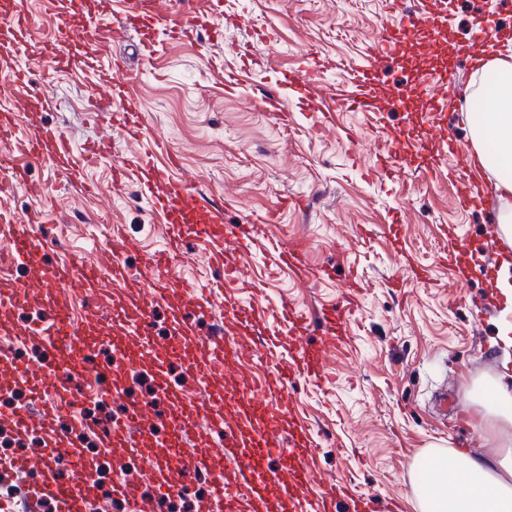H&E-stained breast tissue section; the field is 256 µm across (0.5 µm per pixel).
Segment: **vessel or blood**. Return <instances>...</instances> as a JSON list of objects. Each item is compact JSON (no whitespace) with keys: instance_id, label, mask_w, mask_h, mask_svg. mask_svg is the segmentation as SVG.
Wrapping results in <instances>:
<instances>
[{"instance_id":"vessel-or-blood-1","label":"vessel or blood","mask_w":512,"mask_h":512,"mask_svg":"<svg viewBox=\"0 0 512 512\" xmlns=\"http://www.w3.org/2000/svg\"><path fill=\"white\" fill-rule=\"evenodd\" d=\"M119 20L102 22L94 19L73 28L63 24L54 45L46 48L43 57L48 70L83 65V58L70 55L68 45L74 36L95 44H121L130 32L144 24L163 29L169 40L177 41L196 27L198 21L194 0L186 7L176 8L175 0H121ZM34 18L21 12L0 14V28L11 33L15 42H23L34 26ZM445 24L442 0H430L425 8L403 13H389L380 19L378 36L348 78L349 89L344 99L350 109L373 112L377 109L380 66L383 59L399 56L408 40L421 35H439ZM112 68L118 80L108 82L97 103L100 112L111 114L113 125L125 135L140 141L153 139L157 150H163L162 139L154 138L152 128L142 112L128 79L122 78L124 63L114 59ZM324 63L312 61L308 67L289 73V83L298 85L308 106H316L322 83ZM0 138L14 142L8 159L12 176L0 185V193L12 194L24 189L29 195L40 196L44 188L28 178L32 162L48 161L63 174L70 187L84 195L93 194L95 186L85 177V170L107 151V142H98L81 158H74L69 141L54 127L36 126L22 131L16 114L0 111ZM458 177L455 201L461 209L472 205L469 184L471 160L467 151L455 153ZM180 159L168 155L165 162L146 163L130 160L115 168L114 184H121L128 171L139 174L141 194L149 200L158 223L167 227L163 249L145 255L143 274L152 298L144 300L128 293L130 270L126 258L136 242L123 234L111 235L105 246L97 248L89 257L77 262L47 264L44 260L48 238L35 227L21 228L11 214L0 210V284L16 265L27 267L41 283L47 297L42 316L48 342L38 363L24 368L22 375L32 381L38 391L49 394V402L40 412L22 406L11 415L18 437H25L31 427H39L46 444L43 457L32 460L16 458L9 469L33 471L38 485L31 498V512H40L43 500L51 499L58 512H87L90 499L101 492L90 477L85 458V440L95 435L99 447H152L156 440L144 420L150 407H132L122 422L102 420L87 423L74 416L68 429L54 426L55 417L73 413L76 406L85 403L86 390L95 387L101 399L114 398L112 375L124 370L132 360V353L122 337L124 329H132L141 337L152 356L157 379H164L170 365H178L185 373L200 381L223 376L232 371L236 379L230 390L217 397L197 400L195 395L162 389L163 413L169 428L167 447L179 449L181 478L170 483L165 476L168 461L153 459L149 470L155 478L158 493L167 495L182 492L192 486L198 469H208L212 477L213 494L221 503L223 512H292L294 505L288 498L289 486L310 484L313 473L307 458L317 442L310 428L290 421L281 400L296 380L303 379L316 387H324L329 379L328 358L344 350L351 341L350 322L359 309L363 292L362 280L356 269H349L347 289L334 304L308 314L297 305L282 301L273 307V317L286 329V337L272 333L267 337L266 354L275 360L276 371L271 378L252 379L241 374L239 367L243 354L240 346L227 344L220 336H199L196 319L214 302H222L225 319L237 336L246 339L259 330V322L252 308L241 305L233 282L241 272L233 258L234 252L261 249L269 265L289 270L295 278L309 280L324 276L321 268L312 267L308 254L310 242L291 240L281 242L272 233L267 221L249 218L237 223L227 222L224 209L201 201L196 195L194 180L175 176ZM202 242L206 257V277L200 284L174 281L172 261L181 253L187 238ZM85 295L90 305L80 322L69 315L68 295ZM164 306L170 331L163 341H155L153 323L156 306ZM113 315L114 357L111 362H100L88 340L91 332L99 329L106 315ZM238 410L236 423L224 418L225 406ZM209 418L207 429L194 425L197 413ZM234 462V481H227V462ZM277 464L281 474H288V482L279 477H267L270 464ZM266 475L261 494H253L252 481L256 475ZM114 492L123 496L130 512H155L153 497L137 487L117 484ZM314 512H373L372 501L357 492L347 481L327 483Z\"/></svg>"}]
</instances>
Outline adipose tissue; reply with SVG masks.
Masks as SVG:
<instances>
[{"label":"adipose tissue","mask_w":512,"mask_h":512,"mask_svg":"<svg viewBox=\"0 0 512 512\" xmlns=\"http://www.w3.org/2000/svg\"><path fill=\"white\" fill-rule=\"evenodd\" d=\"M487 68L492 109L470 121L471 147L476 166L496 175L494 190L505 201L499 230L512 238V59L494 57ZM476 402L487 431L512 432V383L488 386ZM428 463L435 478L416 490L421 512H512V453L496 464L462 452L435 453Z\"/></svg>","instance_id":"obj_1"}]
</instances>
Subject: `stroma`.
<instances>
[{
	"label": "stroma",
	"instance_id": "obj_1",
	"mask_svg": "<svg viewBox=\"0 0 512 512\" xmlns=\"http://www.w3.org/2000/svg\"><path fill=\"white\" fill-rule=\"evenodd\" d=\"M199 28L189 39L168 42L161 29L134 37L136 49L125 56L131 88L155 131L178 154L181 171L197 177L198 192L215 201L232 197L228 220L261 219L276 212L277 230L313 242L311 262L321 266L344 253L362 274V307L350 324L349 354L331 359L334 376L326 389L298 381L288 391V411L313 429L318 442L312 460L311 490L338 478L376 502L397 499L398 512H419L416 465L422 454L464 451L493 461L512 442L484 431L473 402L478 386L512 374V346L498 333L505 319L474 313L488 297L498 296L496 279L478 269L485 241L498 236L496 212L457 209L452 165L427 174L424 151L409 153L407 165L370 174L377 137L391 134L413 143L437 135L466 150L467 114L476 95L486 91L481 71L462 56L479 20L497 18L512 27V0H446L447 27L435 42H416L405 56L388 61L384 81L401 91L404 107H386L364 118L338 105L339 72L323 75L325 106L334 107L333 126L313 131L315 112L296 92L283 96L293 124L283 128L258 100L280 87L289 72L315 59L359 65L377 35V21L393 0H203ZM21 7L39 18L27 43L5 40L0 30V109L18 108L20 128L44 123L56 127L75 149L111 137L109 155L90 167L93 196L74 194L51 163L33 164V181L42 196L12 195L7 206L19 220L40 214L44 223L64 225L67 249H50L49 262L80 259L89 240L105 244L113 225L138 241L128 256L134 276L131 293L148 296L141 275L144 254L160 249L165 227L153 223L149 202L136 180L115 185L112 170L132 154L155 160L152 142L108 133V117L95 110L94 89L108 73L109 49L82 72L64 69L43 77L40 52L52 42L62 20L95 15L99 0H57L46 13L42 0H0V12ZM245 66L239 92L224 96L219 86L226 71ZM454 67L463 98H450L439 112L407 109L419 92L421 72ZM29 71L28 88L9 82V71ZM55 107L46 111L44 99ZM458 248L457 263H443L442 249ZM409 255L425 267L427 279L401 288L391 282L398 261ZM247 279L256 281L260 303L288 298L302 309L335 302L344 289L343 274L309 284L287 273L268 277L261 255L242 256ZM461 277L452 292L453 277ZM150 369L132 361L120 373V397L104 410L125 417L137 403L154 400Z\"/></svg>",
	"mask_w": 512,
	"mask_h": 512
}]
</instances>
